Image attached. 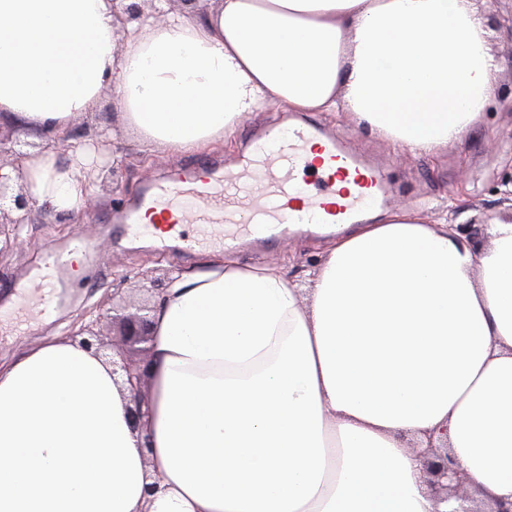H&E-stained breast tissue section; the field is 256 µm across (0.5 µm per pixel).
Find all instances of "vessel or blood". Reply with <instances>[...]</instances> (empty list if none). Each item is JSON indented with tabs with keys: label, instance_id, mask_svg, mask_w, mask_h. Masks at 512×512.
<instances>
[{
	"label": "vessel or blood",
	"instance_id": "obj_1",
	"mask_svg": "<svg viewBox=\"0 0 512 512\" xmlns=\"http://www.w3.org/2000/svg\"><path fill=\"white\" fill-rule=\"evenodd\" d=\"M310 172L308 185L296 172ZM383 171L349 149L340 135L303 121L251 136L229 163L205 162L145 183L139 196L120 210L130 239L151 238L159 247L178 240L182 249H230L250 243H279L293 224H356L389 201ZM59 278L58 265L36 275L33 310L48 313Z\"/></svg>",
	"mask_w": 512,
	"mask_h": 512
}]
</instances>
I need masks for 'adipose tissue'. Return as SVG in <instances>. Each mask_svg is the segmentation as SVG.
Wrapping results in <instances>:
<instances>
[{"instance_id":"obj_1","label":"adipose tissue","mask_w":512,"mask_h":512,"mask_svg":"<svg viewBox=\"0 0 512 512\" xmlns=\"http://www.w3.org/2000/svg\"><path fill=\"white\" fill-rule=\"evenodd\" d=\"M498 58L475 0H220L127 19L120 0H0V117L61 137L114 83L144 150L197 153L253 113L349 111L414 155L468 135ZM23 188L86 209V148ZM477 252L406 206L349 227L309 294L279 269L175 272L151 314L142 432L108 361L52 336L0 364V512H435L406 441L512 501V220Z\"/></svg>"}]
</instances>
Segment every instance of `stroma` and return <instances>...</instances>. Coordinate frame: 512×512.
<instances>
[{
  "label": "stroma",
  "mask_w": 512,
  "mask_h": 512,
  "mask_svg": "<svg viewBox=\"0 0 512 512\" xmlns=\"http://www.w3.org/2000/svg\"><path fill=\"white\" fill-rule=\"evenodd\" d=\"M480 12L491 30L499 68L492 75L493 101L463 142L432 156H416L357 125L347 113L310 115L325 129L347 135L357 152L386 163L395 187L391 207L419 210L432 224L446 216L456 224H487L512 209V201L501 192L504 182L512 179V0H482ZM113 97V84H106L98 106L82 114L80 121L88 129L111 130L110 149L126 168L119 186L100 191L96 206L77 215L35 211L31 222L19 227L21 246L0 253L1 364L47 337L72 335L93 306L151 303V295L139 290L137 275L164 279L207 260L199 249L160 251L145 242H128L113 230V212L135 199L146 180L162 179L190 160L184 153L144 151L122 121ZM79 234L95 244V251L63 270L50 315L31 314L27 329L17 333L13 317L21 298L16 285L26 282ZM332 241L329 235L298 231L273 248L246 246L225 258L277 267L289 284L308 288Z\"/></svg>",
  "instance_id": "obj_1"
}]
</instances>
